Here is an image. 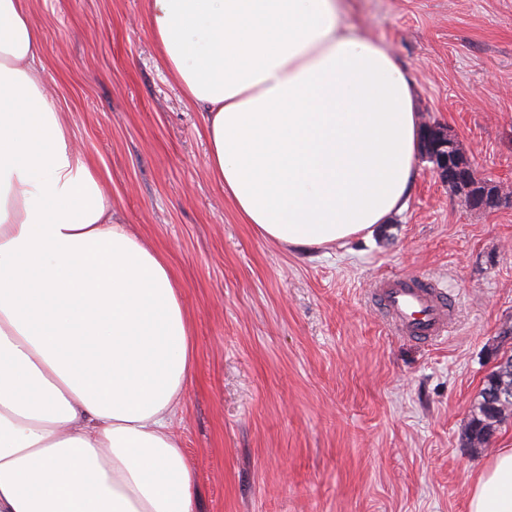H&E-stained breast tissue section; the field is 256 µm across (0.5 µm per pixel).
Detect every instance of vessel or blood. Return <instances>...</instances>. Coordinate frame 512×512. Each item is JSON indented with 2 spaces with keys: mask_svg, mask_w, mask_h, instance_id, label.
<instances>
[{
  "mask_svg": "<svg viewBox=\"0 0 512 512\" xmlns=\"http://www.w3.org/2000/svg\"><path fill=\"white\" fill-rule=\"evenodd\" d=\"M371 299L398 334L422 341L442 336L455 312L446 291L429 279H381Z\"/></svg>",
  "mask_w": 512,
  "mask_h": 512,
  "instance_id": "obj_1",
  "label": "vessel or blood"
}]
</instances>
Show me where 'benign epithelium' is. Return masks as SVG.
Masks as SVG:
<instances>
[{
  "label": "benign epithelium",
  "mask_w": 512,
  "mask_h": 512,
  "mask_svg": "<svg viewBox=\"0 0 512 512\" xmlns=\"http://www.w3.org/2000/svg\"><path fill=\"white\" fill-rule=\"evenodd\" d=\"M421 156L434 164L439 180L457 191L465 192L472 209L491 210L512 207V191L493 178L477 176L474 162L457 140L439 125H423Z\"/></svg>",
  "instance_id": "7a95c632"
}]
</instances>
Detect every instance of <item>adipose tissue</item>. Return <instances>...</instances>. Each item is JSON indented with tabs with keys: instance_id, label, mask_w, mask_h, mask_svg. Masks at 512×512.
<instances>
[{
	"instance_id": "ef3b65f1",
	"label": "adipose tissue",
	"mask_w": 512,
	"mask_h": 512,
	"mask_svg": "<svg viewBox=\"0 0 512 512\" xmlns=\"http://www.w3.org/2000/svg\"><path fill=\"white\" fill-rule=\"evenodd\" d=\"M160 57L204 112L207 167L264 239L320 250L408 203L412 79L342 0H149ZM22 0H0V512H197L174 428L195 365L166 253L112 218L43 88ZM468 512H512V448Z\"/></svg>"
}]
</instances>
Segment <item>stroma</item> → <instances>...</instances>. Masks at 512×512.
Returning <instances> with one entry per match:
<instances>
[{"mask_svg": "<svg viewBox=\"0 0 512 512\" xmlns=\"http://www.w3.org/2000/svg\"><path fill=\"white\" fill-rule=\"evenodd\" d=\"M26 4L75 148L182 288L198 512H468L476 474L512 448V419L485 447L465 438L512 355V208L468 209L422 159L407 209L370 236L326 252L267 241L210 177L202 113L162 65L146 0ZM344 18L408 71L422 120L512 186V0H345ZM385 274L444 282L449 335L393 334L369 297Z\"/></svg>", "mask_w": 512, "mask_h": 512, "instance_id": "35a3bbf8", "label": "stroma"}]
</instances>
